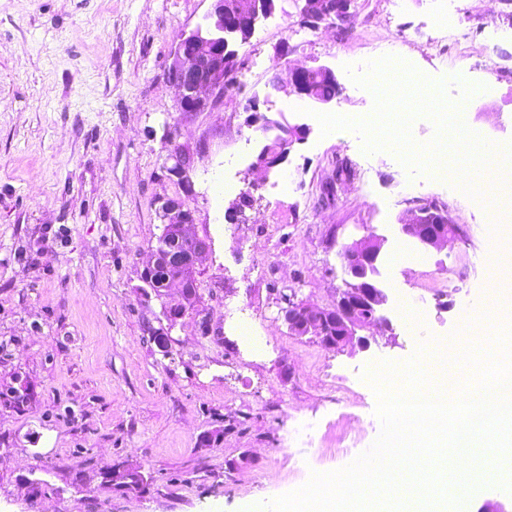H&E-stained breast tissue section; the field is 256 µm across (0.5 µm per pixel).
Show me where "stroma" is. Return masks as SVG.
<instances>
[{
  "label": "stroma",
  "mask_w": 512,
  "mask_h": 512,
  "mask_svg": "<svg viewBox=\"0 0 512 512\" xmlns=\"http://www.w3.org/2000/svg\"><path fill=\"white\" fill-rule=\"evenodd\" d=\"M209 8L0 0V512H55L61 502L67 512H240L245 501L269 502L305 484L296 460L319 473L352 463L335 454L348 418L365 427L361 450L373 446L382 424L367 369L407 361L495 306L492 287L508 273L497 242L512 232L501 186L486 185L477 205L391 151L365 153L356 132L322 135L272 83L291 64L328 66L341 92L326 112L365 117L375 99L353 76L381 47L433 80L447 78L461 50L485 51L500 70L476 72L491 91L469 123L488 142L512 141V0H355L348 22L319 30L280 0L237 45L238 81L210 111L186 114L166 71L178 35ZM484 10L500 28L489 45L472 21ZM284 43L292 53L282 61ZM254 100L270 119L311 132L265 173L238 223L250 238L241 246L228 230L234 198L215 211L208 187L223 174L250 189L264 144L244 124ZM175 152L193 158L191 193L168 175ZM178 195L211 251L194 307L171 324L177 293L156 294L141 275L162 232L156 202ZM428 202L458 227L439 251L400 230L404 213ZM368 230L385 240L378 281L392 332L366 351L290 333L279 317L285 298L331 306L344 287L341 249ZM446 267L455 277L406 325L400 299ZM246 313L261 351L236 329ZM164 327L165 352L153 340ZM23 385L30 401L10 407ZM301 425L312 446L294 447ZM119 460L139 467L144 491L107 485Z\"/></svg>",
  "instance_id": "stroma-1"
}]
</instances>
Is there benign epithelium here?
Wrapping results in <instances>:
<instances>
[{"label":"benign epithelium","mask_w":512,"mask_h":512,"mask_svg":"<svg viewBox=\"0 0 512 512\" xmlns=\"http://www.w3.org/2000/svg\"><path fill=\"white\" fill-rule=\"evenodd\" d=\"M300 1L303 5L298 8V14L313 30L350 18L352 0H294ZM272 12L268 0H239L230 11L225 8L224 0H211L203 22L178 36L167 70L180 111L205 112L212 108L215 99L224 94V57L234 43L235 33L242 28L255 29L256 23ZM308 72L307 67L289 69L286 93L322 105L332 103L307 88L304 77ZM308 133L305 125H289L278 134L276 141L281 143V148L277 164L286 162L293 144L305 139ZM191 164L189 155L180 154L169 168V175L185 188L189 187ZM157 204L163 229L144 267L142 280L149 286L160 271L173 276L181 302L167 310V317L172 321L191 306L197 287V266L211 250V243L190 230L193 215L181 198L164 197ZM400 223L402 232L424 249L439 250L453 237L446 213L439 206H416ZM381 247V241L371 235L344 245L341 257L348 277L347 288L338 293L329 308L286 304L280 313L288 330L295 335L316 336L326 346L336 349L353 342L367 349L375 340L374 330H392L390 321L380 314L386 296L375 280Z\"/></svg>","instance_id":"7a95c632"}]
</instances>
